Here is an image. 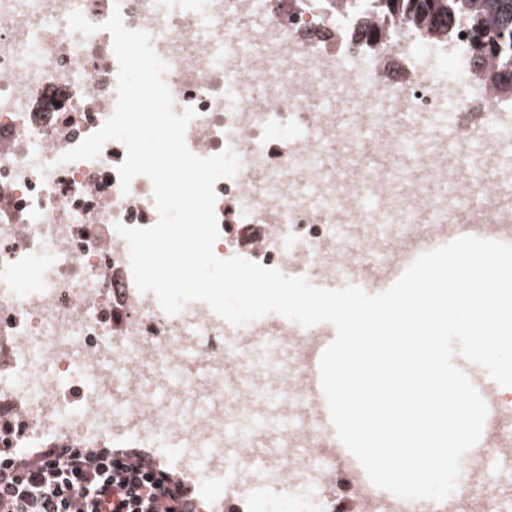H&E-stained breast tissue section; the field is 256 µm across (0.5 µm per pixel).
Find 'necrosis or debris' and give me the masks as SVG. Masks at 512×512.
<instances>
[{
	"label": "necrosis or debris",
	"mask_w": 512,
	"mask_h": 512,
	"mask_svg": "<svg viewBox=\"0 0 512 512\" xmlns=\"http://www.w3.org/2000/svg\"><path fill=\"white\" fill-rule=\"evenodd\" d=\"M350 3L340 13L335 0H0L1 448L218 441L224 395L247 429L268 394L288 424L254 441L285 480L288 512H422L379 495L320 426L314 369L330 324L266 315L230 341L206 302L167 314L138 290L116 230L157 222L151 180L122 189L117 140L95 159L61 160L115 111L120 67L103 25L117 9L167 64L175 113L195 109L189 150L240 159L215 185L217 258L315 286L356 278L372 293L457 238L512 243V111L468 77L466 25L424 38L405 21L382 24L372 0ZM75 11L95 32L71 28ZM228 44L240 59H225ZM449 106L452 147L419 120ZM370 126L374 139L358 140ZM403 145L416 153L407 170ZM431 210L436 222L424 223ZM476 390L483 435L431 512H512V399Z\"/></svg>",
	"instance_id": "1"
}]
</instances>
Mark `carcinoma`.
Masks as SVG:
<instances>
[{
	"label": "carcinoma",
	"instance_id": "obj_1",
	"mask_svg": "<svg viewBox=\"0 0 512 512\" xmlns=\"http://www.w3.org/2000/svg\"><path fill=\"white\" fill-rule=\"evenodd\" d=\"M376 12L384 23L402 19L427 34L465 22L471 56L496 63L483 72V79L495 75L491 84L512 100V0H376Z\"/></svg>",
	"mask_w": 512,
	"mask_h": 512
}]
</instances>
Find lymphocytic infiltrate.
<instances>
[{
    "label": "lymphocytic infiltrate",
    "instance_id": "f902f5d3",
    "mask_svg": "<svg viewBox=\"0 0 512 512\" xmlns=\"http://www.w3.org/2000/svg\"><path fill=\"white\" fill-rule=\"evenodd\" d=\"M195 512L189 488L146 448H42L0 457V512Z\"/></svg>",
    "mask_w": 512,
    "mask_h": 512
}]
</instances>
